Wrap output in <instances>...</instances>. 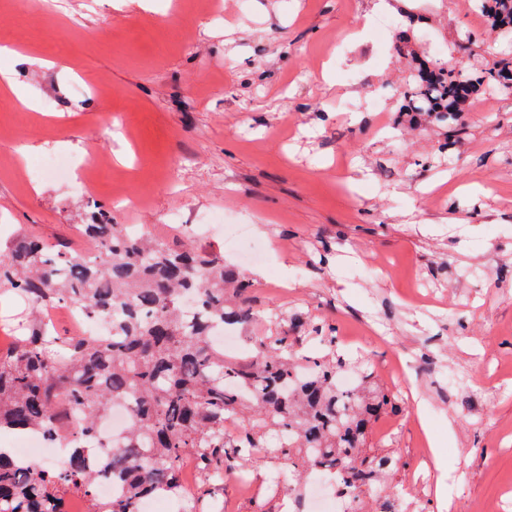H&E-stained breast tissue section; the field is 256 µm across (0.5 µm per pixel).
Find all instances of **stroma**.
I'll return each instance as SVG.
<instances>
[{"instance_id": "obj_1", "label": "stroma", "mask_w": 512, "mask_h": 512, "mask_svg": "<svg viewBox=\"0 0 512 512\" xmlns=\"http://www.w3.org/2000/svg\"><path fill=\"white\" fill-rule=\"evenodd\" d=\"M220 2L219 23L198 0L0 5V67L21 90L0 91V242L81 251L99 209L172 246L187 209L249 225L270 257L242 274L247 336L309 313L392 392L369 443L396 462L400 512H512V95L471 100L463 139L427 166L445 131L397 122L395 50L403 31L437 59L468 39L512 55V38L470 0ZM372 96L376 111H351ZM49 153L84 167L85 189L39 172ZM397 360L410 391L388 375ZM420 417L443 467L420 454ZM272 468L244 465L249 490L226 477L224 512H288L266 492Z\"/></svg>"}]
</instances>
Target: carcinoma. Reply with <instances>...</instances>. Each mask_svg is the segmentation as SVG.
I'll use <instances>...</instances> for the list:
<instances>
[{
  "instance_id": "obj_1",
  "label": "carcinoma",
  "mask_w": 512,
  "mask_h": 512,
  "mask_svg": "<svg viewBox=\"0 0 512 512\" xmlns=\"http://www.w3.org/2000/svg\"><path fill=\"white\" fill-rule=\"evenodd\" d=\"M474 7L512 35V0H475ZM491 88H512V56L469 69L417 58L402 112L448 126L453 141L463 133L466 102ZM81 233L95 245L92 259L26 233L0 249V291L30 308L26 331L0 351V431H39L76 443L62 464L35 466L25 478L0 450V512H68L75 494L89 502L88 512H138L147 495L183 494L180 472L189 454L202 495L258 455L297 476L329 471L355 494L381 488L393 460L368 452L369 427L395 402L375 386L373 373L330 348L303 355L286 331L254 339L246 363L228 357L211 344L210 329L242 326L255 312L228 303L227 290L244 284L224 256L170 248L102 220L81 225ZM184 297L195 302L191 318L180 307ZM61 304L105 317L109 332L59 335L43 313ZM288 319L321 340L333 334L309 314ZM344 369L359 373L351 390L336 387ZM128 401L129 428L99 452L121 492L102 501L91 454L97 423L112 404ZM229 421L238 423L234 436L225 434Z\"/></svg>"
}]
</instances>
